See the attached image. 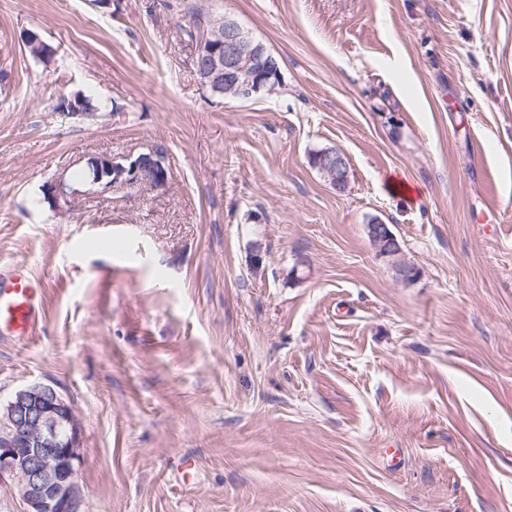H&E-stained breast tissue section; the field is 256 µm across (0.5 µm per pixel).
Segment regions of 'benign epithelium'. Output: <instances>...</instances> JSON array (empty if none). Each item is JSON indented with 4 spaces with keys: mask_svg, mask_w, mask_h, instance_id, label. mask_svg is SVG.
Listing matches in <instances>:
<instances>
[{
    "mask_svg": "<svg viewBox=\"0 0 512 512\" xmlns=\"http://www.w3.org/2000/svg\"><path fill=\"white\" fill-rule=\"evenodd\" d=\"M212 36L200 48L196 66L199 82L217 97L250 99L276 91L280 77L277 60L266 52L228 13H213ZM91 184L104 194L123 181L155 169L156 187L164 186L168 169L154 168V155H114L89 159ZM316 167L333 186H341L344 169L340 154L320 153ZM376 247L385 255L395 240L387 225H373ZM81 423L71 405L51 386L35 383L17 390L0 403V485L10 484L24 505L23 512H83L84 492L79 480Z\"/></svg>",
    "mask_w": 512,
    "mask_h": 512,
    "instance_id": "obj_1",
    "label": "benign epithelium"
}]
</instances>
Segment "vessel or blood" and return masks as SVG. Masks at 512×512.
Listing matches in <instances>:
<instances>
[{"instance_id":"obj_1","label":"vessel or blood","mask_w":512,"mask_h":512,"mask_svg":"<svg viewBox=\"0 0 512 512\" xmlns=\"http://www.w3.org/2000/svg\"><path fill=\"white\" fill-rule=\"evenodd\" d=\"M39 312L38 286L30 272L18 266L0 270V334L28 336Z\"/></svg>"}]
</instances>
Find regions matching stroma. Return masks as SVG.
<instances>
[{"mask_svg":"<svg viewBox=\"0 0 512 512\" xmlns=\"http://www.w3.org/2000/svg\"><path fill=\"white\" fill-rule=\"evenodd\" d=\"M170 2L0 0V265L42 288L0 400L72 405L86 512H512V0ZM187 3L262 41L279 91L205 93ZM78 91L96 112L60 121ZM156 149L164 187L80 178ZM315 168H319L333 186L340 187L344 178V169H348V164L345 157L338 152L333 155L322 152L318 155Z\"/></svg>","mask_w":512,"mask_h":512,"instance_id":"1","label":"stroma"}]
</instances>
